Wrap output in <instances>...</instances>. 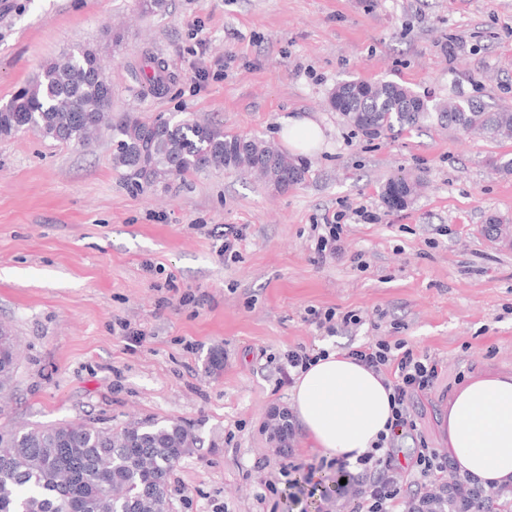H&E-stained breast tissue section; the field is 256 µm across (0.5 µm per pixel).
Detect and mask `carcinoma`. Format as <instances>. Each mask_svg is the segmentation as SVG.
Instances as JSON below:
<instances>
[{"mask_svg": "<svg viewBox=\"0 0 512 512\" xmlns=\"http://www.w3.org/2000/svg\"><path fill=\"white\" fill-rule=\"evenodd\" d=\"M151 94L169 88L164 61L141 71ZM331 108L366 137L414 127L431 117L494 140L512 139V109L487 112L471 99L429 105L394 81L359 79L336 85ZM112 84L96 53L79 48L48 63L36 80L0 109V137L31 130L44 138L86 145L105 122ZM112 165L134 188L208 170L254 172L278 192L302 183L306 168L263 138L241 136L190 118L143 120L127 112L111 123ZM420 179L396 176L382 191L391 210L418 195ZM19 353L11 325H0V392L12 389ZM196 445L181 425L137 423L120 429L82 419L0 431V512H162L173 471ZM474 496L450 490L427 501V512H472Z\"/></svg>", "mask_w": 512, "mask_h": 512, "instance_id": "carcinoma-1", "label": "carcinoma"}]
</instances>
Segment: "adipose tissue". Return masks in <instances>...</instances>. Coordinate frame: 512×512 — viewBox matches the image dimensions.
Listing matches in <instances>:
<instances>
[{"instance_id": "adipose-tissue-1", "label": "adipose tissue", "mask_w": 512, "mask_h": 512, "mask_svg": "<svg viewBox=\"0 0 512 512\" xmlns=\"http://www.w3.org/2000/svg\"><path fill=\"white\" fill-rule=\"evenodd\" d=\"M280 136L297 154L325 140L307 116L284 117ZM390 396L381 376L339 350L300 373L292 388L295 414L312 448L350 464L386 432ZM442 428L445 453L459 474L487 489L512 484V374L472 378L449 400Z\"/></svg>"}]
</instances>
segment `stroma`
<instances>
[{
	"label": "stroma",
	"instance_id": "obj_1",
	"mask_svg": "<svg viewBox=\"0 0 512 512\" xmlns=\"http://www.w3.org/2000/svg\"><path fill=\"white\" fill-rule=\"evenodd\" d=\"M79 47L98 54L113 116L173 114L277 144L281 117L306 114L326 142L279 193L237 171L130 189L107 127L87 147L0 138V321L20 358L0 426L177 422L197 444L170 479L172 512H351V490L325 491L336 470L302 429L284 452L269 439L270 414L292 404L275 358L380 335L435 357L417 431L393 449L403 465L420 440L444 446V410L468 376L512 373V174L493 169L512 140L434 120L370 139L328 103L363 79L512 107V0H168L147 16L138 0H0V108ZM152 55L173 77L160 95L139 80ZM202 68L213 77L192 91ZM397 175L424 181L400 211L381 199ZM360 206L379 223L358 221ZM340 211L342 250L317 260L312 227ZM228 226L246 233L234 259L219 253ZM313 309L362 321L330 334ZM269 460L297 465L285 493L265 486Z\"/></svg>",
	"mask_w": 512,
	"mask_h": 512
}]
</instances>
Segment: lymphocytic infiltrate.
Here are the masks:
<instances>
[{
    "instance_id": "1",
    "label": "lymphocytic infiltrate",
    "mask_w": 512,
    "mask_h": 512,
    "mask_svg": "<svg viewBox=\"0 0 512 512\" xmlns=\"http://www.w3.org/2000/svg\"><path fill=\"white\" fill-rule=\"evenodd\" d=\"M350 355L382 375L384 385L392 391V419L389 436L379 437L373 448L358 458L356 466L338 462L337 471L353 489L355 512H409L411 488L445 482L448 457L428 443H421L406 474H399L391 452V437L416 430L409 403L413 397L435 389L440 363L430 355L407 348L403 340L382 336L352 349Z\"/></svg>"
}]
</instances>
